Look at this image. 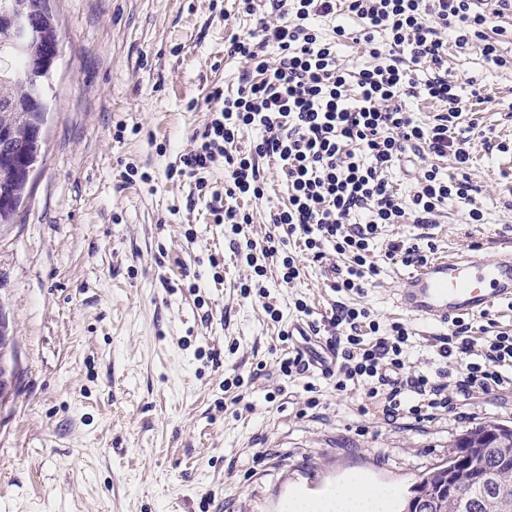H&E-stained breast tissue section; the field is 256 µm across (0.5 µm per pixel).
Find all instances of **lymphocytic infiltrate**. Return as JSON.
<instances>
[{"mask_svg": "<svg viewBox=\"0 0 512 512\" xmlns=\"http://www.w3.org/2000/svg\"><path fill=\"white\" fill-rule=\"evenodd\" d=\"M272 19H259L244 39L232 40L231 57L244 59L250 69L241 78L236 96L224 97L207 123L199 145L182 159V174L196 176L234 143L241 129L261 130L253 153L232 163L230 190L260 195L255 157L279 161L288 180V205L271 216L286 235L299 236L306 251L322 260L327 250L349 255L351 262L341 277L344 291L364 293L369 277L378 269L369 259L370 244L380 225L395 224L405 214L415 223H431L451 199L466 200L472 185L468 177L450 180L427 157H453L467 168L470 151L465 139L452 136L450 124L460 115L454 86L440 70L449 43L463 46L477 40L486 59L501 64L493 43L485 39L490 18L476 0H269ZM342 12L345 21L336 27V38L324 40L316 19ZM387 33L389 61L351 73L338 64L342 41L354 39L370 55H380L376 34ZM275 46L276 63L262 55ZM437 73L419 79L420 71ZM355 95H348V82ZM436 100L444 112L432 124L416 121L406 98ZM423 166L419 187L410 202H402L383 173L402 161ZM363 223H354L358 212ZM452 352L479 351L480 362L468 363L456 381L437 380L425 374L403 375V347L408 333L393 326L380 335L366 309L335 306L328 321L327 347L340 354L337 390L347 382H367L372 396L385 399L382 416L389 423L406 417L432 419L434 411L448 409L454 395L470 396L512 384V336L498 333L478 338L472 323H454ZM375 340L365 343L364 333Z\"/></svg>", "mask_w": 512, "mask_h": 512, "instance_id": "f902f5d3", "label": "lymphocytic infiltrate"}]
</instances>
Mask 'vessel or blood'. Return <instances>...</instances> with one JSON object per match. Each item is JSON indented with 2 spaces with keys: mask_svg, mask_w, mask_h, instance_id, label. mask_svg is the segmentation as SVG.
Instances as JSON below:
<instances>
[{
  "mask_svg": "<svg viewBox=\"0 0 512 512\" xmlns=\"http://www.w3.org/2000/svg\"><path fill=\"white\" fill-rule=\"evenodd\" d=\"M394 303L412 318L441 326L512 307V246L491 257L473 247L433 258L404 276Z\"/></svg>",
  "mask_w": 512,
  "mask_h": 512,
  "instance_id": "obj_1",
  "label": "vessel or blood"
}]
</instances>
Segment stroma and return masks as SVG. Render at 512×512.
Masks as SVG:
<instances>
[{"label": "stroma", "instance_id": "obj_1", "mask_svg": "<svg viewBox=\"0 0 512 512\" xmlns=\"http://www.w3.org/2000/svg\"><path fill=\"white\" fill-rule=\"evenodd\" d=\"M53 10L59 56L41 154L23 205L0 224L16 357L0 404V512H282L289 496L356 474L403 498L466 429L512 425V386L390 425L365 383L340 391L321 371L279 370L307 346L289 326L343 303L365 307L380 333L405 326V373L465 372L468 356L439 354L451 328L395 306L409 268L387 253L479 244L491 255L512 240V11L493 20L506 66L478 44L449 46L443 65L460 98L453 132L476 134L471 200L448 202L431 225L380 226L370 246L379 273L358 296L334 289L342 256L312 260L295 240L292 283L275 261L260 278L240 259L239 245L282 236L270 216L288 204L268 157L262 196L227 193L230 157L260 131L244 130L201 171L206 192L178 174L218 108L212 88L232 96L241 84L246 65L226 49L258 18L240 0H53ZM214 191L252 216L240 235L217 223Z\"/></svg>", "mask_w": 512, "mask_h": 512}]
</instances>
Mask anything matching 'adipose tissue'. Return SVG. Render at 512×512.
Instances as JSON below:
<instances>
[{"instance_id":"ef3b65f1","label":"adipose tissue","mask_w":512,"mask_h":512,"mask_svg":"<svg viewBox=\"0 0 512 512\" xmlns=\"http://www.w3.org/2000/svg\"><path fill=\"white\" fill-rule=\"evenodd\" d=\"M390 491L387 487L358 477L319 499L299 496L290 504V512H385Z\"/></svg>"}]
</instances>
